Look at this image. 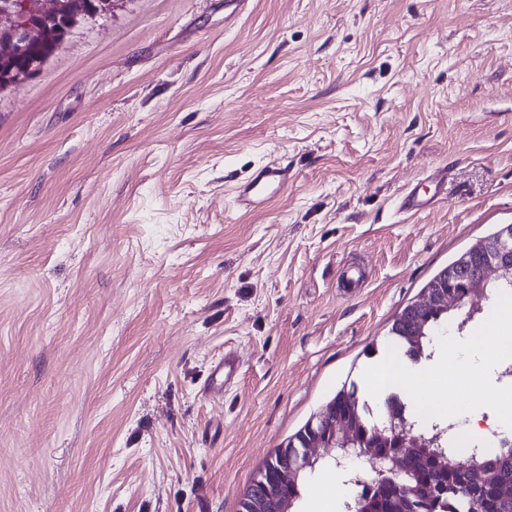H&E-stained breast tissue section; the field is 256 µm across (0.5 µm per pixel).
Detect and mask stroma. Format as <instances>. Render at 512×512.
Masks as SVG:
<instances>
[{"label":"stroma","instance_id":"1","mask_svg":"<svg viewBox=\"0 0 512 512\" xmlns=\"http://www.w3.org/2000/svg\"><path fill=\"white\" fill-rule=\"evenodd\" d=\"M284 196L241 213L270 161ZM448 196L398 209L433 170ZM512 223V0H119L0 92V512H239ZM231 350L223 397L202 383ZM512 361L437 377L512 412ZM326 463L295 512H343Z\"/></svg>","mask_w":512,"mask_h":512}]
</instances>
